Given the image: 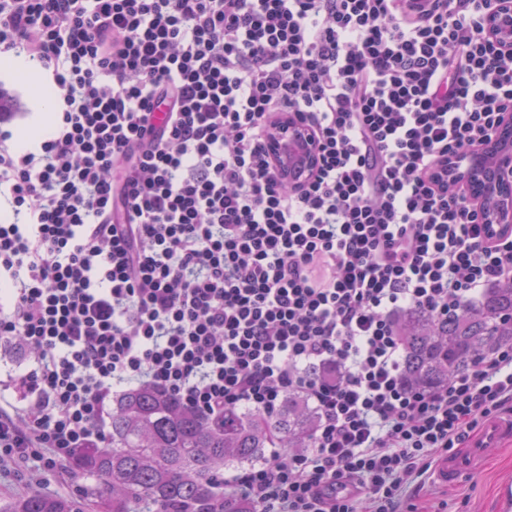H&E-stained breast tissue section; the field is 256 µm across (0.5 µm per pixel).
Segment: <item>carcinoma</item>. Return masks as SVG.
Returning <instances> with one entry per match:
<instances>
[{"label": "carcinoma", "mask_w": 512, "mask_h": 512, "mask_svg": "<svg viewBox=\"0 0 512 512\" xmlns=\"http://www.w3.org/2000/svg\"><path fill=\"white\" fill-rule=\"evenodd\" d=\"M396 325L405 382L415 390H437L449 375L512 342V285L489 286L476 303L446 320L411 310ZM317 423V411L296 393L286 395L271 417L226 409L206 418L161 388L140 386L113 404L109 445L76 449L70 468L98 480L93 493L112 512H132L143 500L160 512H224V470L253 465L275 442L308 447ZM0 512L82 510L78 499L30 493Z\"/></svg>", "instance_id": "1"}]
</instances>
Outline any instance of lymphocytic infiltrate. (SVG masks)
<instances>
[{"label": "lymphocytic infiltrate", "mask_w": 512, "mask_h": 512, "mask_svg": "<svg viewBox=\"0 0 512 512\" xmlns=\"http://www.w3.org/2000/svg\"><path fill=\"white\" fill-rule=\"evenodd\" d=\"M496 0H0V54L48 82L18 148L0 113V472L73 480L106 408L152 384L206 416L318 411L310 447L224 482V509L402 512L408 486L512 413V346L407 388L398 315L444 320L512 281V237L441 166L512 115ZM317 166L284 181L279 118ZM286 127H288V129H286ZM283 137L291 138L293 144L303 149L302 161H304L308 169L312 171L317 163L318 156L316 148L310 143L311 140L308 138L307 134L297 129V126L288 120V123L274 128L270 143L271 152L279 148L280 139ZM27 360L24 357V353L12 347H5L2 345L0 347V380L2 379V389L0 385V396L2 392V397H5L9 400H15L16 393L12 386H9V382H7V375L12 374V376L17 377L20 375L27 366ZM3 381H5L3 383ZM5 384L7 386H5Z\"/></svg>", "instance_id": "lymphocytic-infiltrate-1"}]
</instances>
